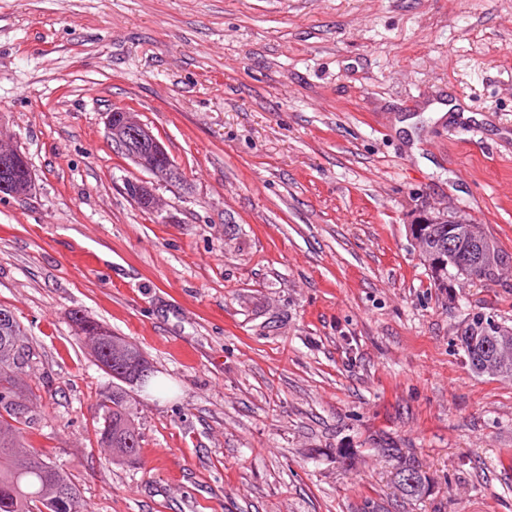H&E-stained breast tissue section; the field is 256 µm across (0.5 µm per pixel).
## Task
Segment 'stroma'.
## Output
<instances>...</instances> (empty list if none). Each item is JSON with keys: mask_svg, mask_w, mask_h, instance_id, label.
Here are the masks:
<instances>
[{"mask_svg": "<svg viewBox=\"0 0 512 512\" xmlns=\"http://www.w3.org/2000/svg\"><path fill=\"white\" fill-rule=\"evenodd\" d=\"M120 108L182 173L161 212ZM0 136L35 179L0 196L22 432L83 512H512V381L460 344L512 328V271L442 293L410 233L460 210L512 252V0H0ZM74 310L164 385L128 391L136 464L96 442ZM127 195L135 202L145 203L150 211L160 208L159 200L148 181H130L125 187ZM382 454L385 457L393 458L397 461V468L401 471L408 472L415 475L416 485L411 487L404 495L410 497H419L424 494L429 486L428 478L419 469V466L415 465V461L411 458L403 456L399 449L386 448L383 449Z\"/></svg>", "mask_w": 512, "mask_h": 512, "instance_id": "35a3bbf8", "label": "stroma"}]
</instances>
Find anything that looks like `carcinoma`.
Segmentation results:
<instances>
[{
    "label": "carcinoma",
    "instance_id": "cac0c4a2",
    "mask_svg": "<svg viewBox=\"0 0 512 512\" xmlns=\"http://www.w3.org/2000/svg\"><path fill=\"white\" fill-rule=\"evenodd\" d=\"M410 230L438 288H448V270L456 271L470 259L476 232L486 236L491 244L484 261L476 268V279L498 281L499 261L512 256L481 224H412ZM70 318L77 336L89 325L96 330L109 331L108 327L78 311L71 312ZM21 336V323L15 314L0 322V512H69L57 493L75 494V484L47 455L27 447L21 425L27 423L30 416H19L12 407L11 399L22 397L13 377V367L19 357L29 358V350L20 343ZM120 341L125 349L118 354L108 351L106 345L93 346L91 350L97 362L112 369L113 379L129 384V362H142L144 358L136 344L123 337ZM461 345L473 372L512 381L511 330L494 328L485 323L482 316L475 315L461 337ZM98 408L102 424L94 428L97 442L112 450V460L120 464L135 463L141 437L126 390L113 387ZM379 452L395 459L398 469L415 475L416 485L406 495L419 497L427 491L428 478L415 461L403 456L397 448H381Z\"/></svg>",
    "mask_w": 512,
    "mask_h": 512
}]
</instances>
